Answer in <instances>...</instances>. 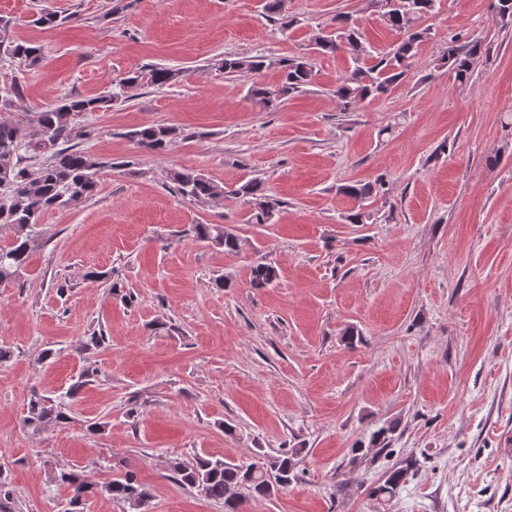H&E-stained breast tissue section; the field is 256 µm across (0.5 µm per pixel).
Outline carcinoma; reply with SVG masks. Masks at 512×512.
<instances>
[{"label":"carcinoma","instance_id":"carcinoma-1","mask_svg":"<svg viewBox=\"0 0 512 512\" xmlns=\"http://www.w3.org/2000/svg\"><path fill=\"white\" fill-rule=\"evenodd\" d=\"M284 2L263 0V10L269 19L281 22L286 30L290 21L285 14ZM436 2L367 0V7L380 13L388 26L400 34V40L382 55L374 54L371 43L347 15L336 16L333 30L315 34L316 52L329 55L342 50L353 63V69L340 78L336 86L335 95L341 111H351L357 104L379 96L405 78L419 44L430 35V28L421 27L420 20L434 12ZM72 19V14L42 12L32 23L57 27ZM2 53L20 67L29 66L41 58V49L26 42L0 44ZM481 55L479 39L462 41L452 38L437 58L436 66L448 68L455 80L463 83L470 79L473 64ZM221 68L228 74L252 75L247 98L269 111L276 110L291 94L301 91L314 79V66L305 55L271 60L263 54L245 57L229 54L224 56ZM269 68L279 72V81L275 85L257 78ZM180 77L179 69L144 67L122 77L110 94L64 98L21 119L0 118V230L10 232L7 243L0 244V284L12 282L23 273L32 251L42 240L43 229L39 224L42 213L76 205L91 196L98 173L109 166L75 144L77 140L90 139L93 133L89 126L79 123V118L91 112L108 111L112 102L141 84L170 86ZM23 91L21 81L13 79L10 85L0 88V106H12L23 97ZM179 134L180 131L172 126L146 124L130 129L124 136L139 148L163 154ZM170 179L176 193L186 199L215 201L224 197L223 186L193 170H174L170 172ZM343 192L363 201L376 192V187L370 183L348 184L343 186ZM232 194L250 198L253 204L251 223L272 222L278 201L265 193L262 180L250 179ZM190 232L194 239L226 254H236L240 250L238 236L222 224H193ZM275 276L272 266L257 264L251 269V284L264 287ZM95 377L96 370L89 366L76 382L57 396L33 392L23 425L39 433L51 426L68 423L72 402L81 388ZM299 454L300 450L292 448L277 456H268L262 462L238 464L216 457H197L191 463L173 458L166 461V471L168 477L196 489L205 498L222 502L224 512H245L244 505L248 500L269 498L297 479ZM403 476V470L391 468L373 493L393 497ZM52 480L70 493L61 512H83L85 501L96 496L123 504L125 512H144L151 498L148 487L130 468L113 472L105 482L93 483L75 469L60 466L53 471Z\"/></svg>","mask_w":512,"mask_h":512}]
</instances>
